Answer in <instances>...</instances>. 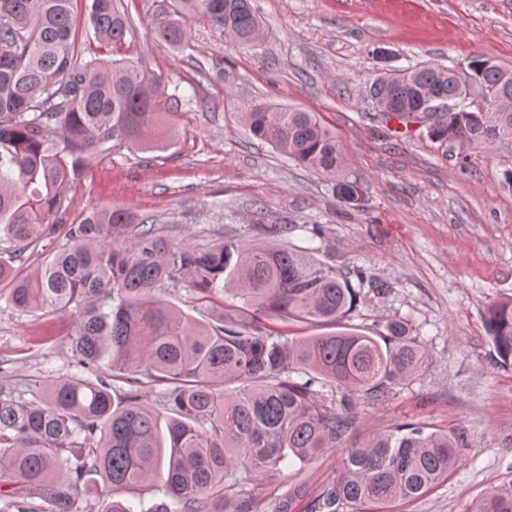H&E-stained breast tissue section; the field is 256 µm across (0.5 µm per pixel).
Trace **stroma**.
<instances>
[{
    "label": "stroma",
    "instance_id": "obj_1",
    "mask_svg": "<svg viewBox=\"0 0 512 512\" xmlns=\"http://www.w3.org/2000/svg\"><path fill=\"white\" fill-rule=\"evenodd\" d=\"M121 4L134 35L116 49L82 41L83 59L142 60L180 104L156 148L126 144L87 157L67 189L65 223L127 208L153 216L171 244L199 247L266 242L270 225L285 224L289 244L387 281L390 293L365 294L347 326L372 335L403 321L426 358L385 401L356 405L349 443L410 422L466 438L443 481L387 512H476L491 494L512 492V369L492 362L483 322L491 302L512 297V142L440 145L397 131L367 98L379 74L421 63L465 73L479 57L512 70V0H253L258 43L238 44L196 19L180 50L153 37L163 0ZM262 101L318 114L359 184L360 206L250 134L245 114ZM316 224L322 236H313ZM12 286L0 280V382L74 373L75 310L17 311L6 302ZM340 460L330 448L304 465L248 475L259 512L292 484L319 490L337 478Z\"/></svg>",
    "mask_w": 512,
    "mask_h": 512
}]
</instances>
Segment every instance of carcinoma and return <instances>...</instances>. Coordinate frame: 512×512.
<instances>
[{
  "label": "carcinoma",
  "mask_w": 512,
  "mask_h": 512,
  "mask_svg": "<svg viewBox=\"0 0 512 512\" xmlns=\"http://www.w3.org/2000/svg\"><path fill=\"white\" fill-rule=\"evenodd\" d=\"M76 3L0 0V242L8 255L0 278L31 242L59 231L67 187L82 176L87 155L112 154L114 141L147 143L161 112L178 107L147 65L79 57ZM120 7L91 0L85 34L112 45L134 36ZM195 18L242 43L260 28L251 0H169L155 38L181 48ZM470 70L506 111L452 112L428 126V138L461 148L512 140V78L479 59ZM423 93L459 99L452 68L423 64L369 88L377 110L386 100L415 106ZM246 119L256 138L330 178L339 199L358 197L336 136L315 113L259 104ZM150 220L124 208L92 211L11 289L21 312L75 308L78 372L52 382L43 397L28 382L23 390L0 384V512H253L240 471L263 474L341 448L357 401H382L419 373L425 347L399 321L376 336L340 330L297 342L260 326L265 317L340 326L364 289L383 296L386 282L361 269L338 271L290 245L174 246ZM182 281L203 301L222 290L242 306L206 323L153 296ZM484 323L491 360L512 368V298L490 303ZM117 373L127 389L109 381ZM146 381L168 384L154 409L142 401ZM326 381L342 388L340 398L317 389ZM463 439L457 429L399 426L342 448L335 480L314 494L294 484L269 512H295L302 502L303 512H360L417 498L448 475ZM144 486L154 488L149 505L141 501L136 511L121 499ZM477 512H512V493L491 496Z\"/></svg>",
  "instance_id": "obj_1"
}]
</instances>
